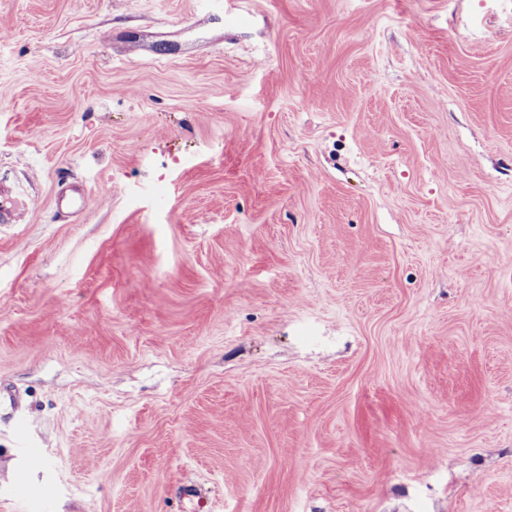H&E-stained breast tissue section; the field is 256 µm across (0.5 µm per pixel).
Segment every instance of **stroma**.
Here are the masks:
<instances>
[{"instance_id": "stroma-1", "label": "stroma", "mask_w": 512, "mask_h": 512, "mask_svg": "<svg viewBox=\"0 0 512 512\" xmlns=\"http://www.w3.org/2000/svg\"><path fill=\"white\" fill-rule=\"evenodd\" d=\"M0 28V512H512V0ZM89 199L88 192H81L75 189L62 190L56 198V206L58 209L66 211H77L87 208Z\"/></svg>"}]
</instances>
